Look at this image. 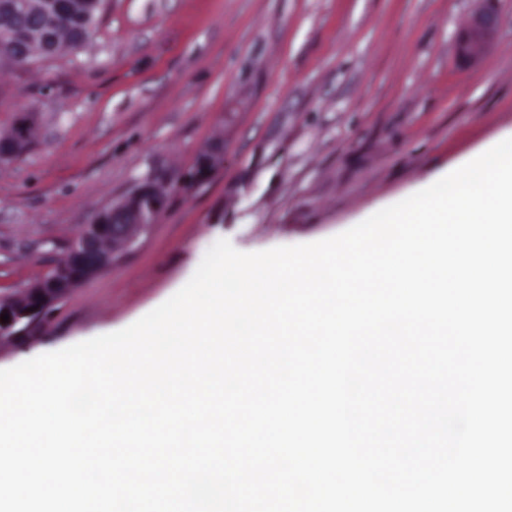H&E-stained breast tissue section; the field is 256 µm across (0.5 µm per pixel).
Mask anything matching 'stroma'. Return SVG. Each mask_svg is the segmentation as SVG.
Returning <instances> with one entry per match:
<instances>
[{
  "instance_id": "1",
  "label": "stroma",
  "mask_w": 512,
  "mask_h": 512,
  "mask_svg": "<svg viewBox=\"0 0 512 512\" xmlns=\"http://www.w3.org/2000/svg\"><path fill=\"white\" fill-rule=\"evenodd\" d=\"M480 0H103L87 44L0 62V133L40 114L0 164V292L67 255L94 214L151 174L183 178L210 143L224 162L0 369L120 330L193 275L208 249L314 242L512 137V0L478 62L457 36ZM35 125H37V113L36 112H21V113H19L17 120L15 122V125H14V133H13V138H14V142H15L16 146L19 143H25L29 140L31 131L35 128ZM33 133L31 134V138H30V141L28 142V144L36 137V136H34L32 139ZM28 144L26 145V147L28 146ZM26 147H24L23 150Z\"/></svg>"
}]
</instances>
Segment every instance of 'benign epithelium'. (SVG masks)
I'll return each mask as SVG.
<instances>
[{
	"instance_id": "1",
	"label": "benign epithelium",
	"mask_w": 512,
	"mask_h": 512,
	"mask_svg": "<svg viewBox=\"0 0 512 512\" xmlns=\"http://www.w3.org/2000/svg\"><path fill=\"white\" fill-rule=\"evenodd\" d=\"M498 24L495 11L482 3L473 12L468 27L457 38L458 52L473 61L480 59L490 45ZM37 125V113H19L14 125V142L25 143ZM224 146L212 144L198 156L194 174L182 184L195 186L205 182L223 163ZM157 177L142 180L125 198L112 203V222H92L84 226L69 247L66 262L54 266L35 285L15 295H0V314L9 321L0 322V343L29 336L42 327L53 309L72 289L112 265V255L131 247L137 236L155 223L165 208V199L157 191Z\"/></svg>"
}]
</instances>
